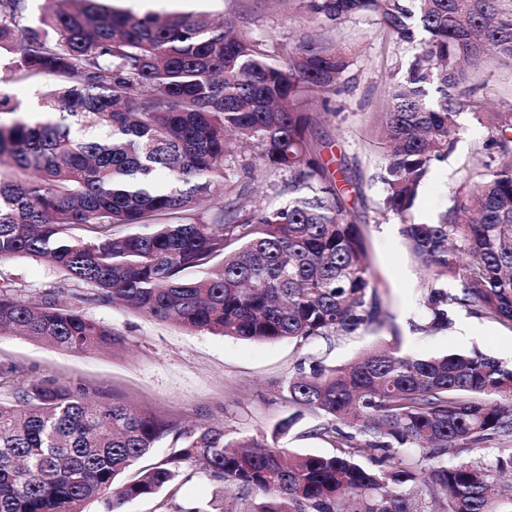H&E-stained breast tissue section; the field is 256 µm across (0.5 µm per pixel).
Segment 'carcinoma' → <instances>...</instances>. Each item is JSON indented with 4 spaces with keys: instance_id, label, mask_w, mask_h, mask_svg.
Masks as SVG:
<instances>
[{
    "instance_id": "cac0c4a2",
    "label": "carcinoma",
    "mask_w": 512,
    "mask_h": 512,
    "mask_svg": "<svg viewBox=\"0 0 512 512\" xmlns=\"http://www.w3.org/2000/svg\"><path fill=\"white\" fill-rule=\"evenodd\" d=\"M32 25L26 0H0V50L11 76L46 80L41 116L0 121V263L42 260L63 289L33 299L0 281V332L86 352L120 343L79 305L120 303L199 332L299 344L373 331L382 305L364 234L310 139L312 92L344 91L345 56L301 40L273 62L263 44L204 13L143 15L103 0H47ZM312 19L373 16L412 60L380 113L382 211L396 217L428 274L422 334L457 308L512 329V112H489L477 75L512 67V0H294ZM462 112L489 124L483 171L436 222L414 220L430 167L448 156ZM243 147L292 179L288 202L247 210L226 167ZM211 203L212 214L201 207ZM452 277L458 288H444ZM0 365V512H107L154 497L191 461L224 481L240 512H495L512 504V453L495 464L445 462L452 450L512 443V368L476 350L418 356L401 341L345 367L314 363L287 384L296 412L326 417L309 434L336 453H291L210 425L172 422L65 383L19 386ZM173 453L129 470L164 436ZM375 451V468L359 463ZM266 501L249 504L252 492Z\"/></svg>"
}]
</instances>
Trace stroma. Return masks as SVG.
Returning a JSON list of instances; mask_svg holds the SVG:
<instances>
[{
	"label": "stroma",
	"mask_w": 512,
	"mask_h": 512,
	"mask_svg": "<svg viewBox=\"0 0 512 512\" xmlns=\"http://www.w3.org/2000/svg\"><path fill=\"white\" fill-rule=\"evenodd\" d=\"M110 5L139 15L207 13L217 19L232 18L277 59L307 35L345 52L349 61L346 88L329 101L311 103L317 120L309 135L322 148V162L332 170L343 168L349 181L347 202L358 216L371 267L380 278L383 325L371 333L317 338L303 345L263 343L189 331L120 305L87 303L85 313L112 327L121 343L107 351L75 353L43 341L0 335V363L17 368L18 383L31 379L64 382L151 412L182 429L221 425L236 437L274 443L292 452L330 455L333 447L309 434L318 422L316 415L304 414L287 435L273 434L276 425L294 412L286 386L299 367L315 360L344 365L365 348L396 335L402 339L403 351L413 355L478 350L512 364V329L483 318L471 336L458 335L453 329L435 336L412 331L413 324L425 316L419 299L427 273L407 253L398 220L383 213L382 188L373 179L381 163L374 115L386 105L388 73L410 59V46L393 42L372 18L338 23L311 20L296 7L277 6L272 0H110ZM477 93L486 99L490 111L511 108L512 68L481 75ZM458 123L454 150L444 160L433 162L419 191L414 211L417 221L436 220L448 206L453 188L481 168L484 146L491 137L488 126L467 113L459 116ZM1 278L14 280L30 295L63 283L60 273L32 258L0 264ZM181 471L171 489L128 503L126 512H175L180 506L227 502L222 481L190 463L182 464Z\"/></svg>",
	"instance_id": "35a3bbf8"
}]
</instances>
